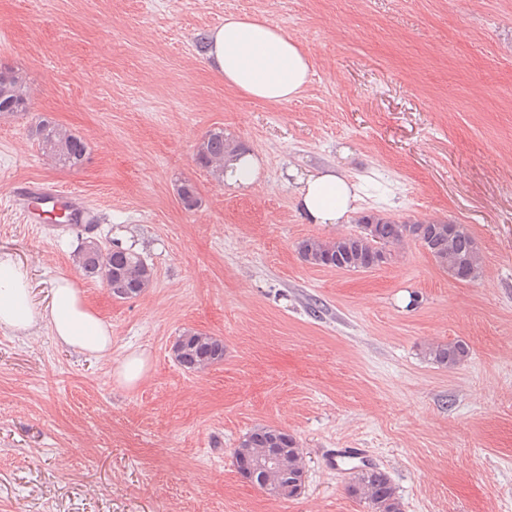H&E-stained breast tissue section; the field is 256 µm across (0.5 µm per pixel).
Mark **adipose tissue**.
<instances>
[{"instance_id": "ef3b65f1", "label": "adipose tissue", "mask_w": 512, "mask_h": 512, "mask_svg": "<svg viewBox=\"0 0 512 512\" xmlns=\"http://www.w3.org/2000/svg\"><path fill=\"white\" fill-rule=\"evenodd\" d=\"M208 56L226 84L251 98L286 102L310 80V59L301 44L279 27L249 16L229 15L208 38ZM297 203L313 224H344L359 208L360 186L345 169L328 167L299 176ZM45 325L56 342L90 356L112 351V330L85 304L76 283L53 282L50 300L37 305L28 274L0 256V329L28 330Z\"/></svg>"}]
</instances>
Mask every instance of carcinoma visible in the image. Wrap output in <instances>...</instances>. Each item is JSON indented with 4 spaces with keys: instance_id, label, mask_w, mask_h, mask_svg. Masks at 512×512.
I'll list each match as a JSON object with an SVG mask.
<instances>
[{
    "instance_id": "carcinoma-1",
    "label": "carcinoma",
    "mask_w": 512,
    "mask_h": 512,
    "mask_svg": "<svg viewBox=\"0 0 512 512\" xmlns=\"http://www.w3.org/2000/svg\"><path fill=\"white\" fill-rule=\"evenodd\" d=\"M26 78L13 69H0V116H12L29 109ZM41 154L63 168H79L88 156L86 141L47 119L34 129ZM248 152L247 147L224 135V130L207 131L196 146L195 162L224 180V163ZM183 207L198 205L197 192L188 181L181 184ZM81 241L72 252L75 269L85 278L98 281L116 299H132L153 284V268L132 247L107 246L92 235L91 225L82 226ZM407 240L425 246L450 277L460 282L476 280L483 257L476 239L464 224L447 220L425 223L398 222L379 214L358 219V232L348 236L305 238L296 250L300 260L315 267L367 271L394 261L395 248ZM174 361L190 373H202L224 361V340L193 329L184 330L171 347ZM469 355L461 342L434 344L425 351L428 360L451 369ZM238 472L255 488L274 500H289L302 494L307 476L306 459L297 438L273 426H260L245 433L233 449ZM348 491L365 500L371 512H402V504L389 475L378 467H355Z\"/></svg>"
}]
</instances>
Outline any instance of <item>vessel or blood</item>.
Here are the masks:
<instances>
[{"label":"vessel or blood","mask_w":512,"mask_h":512,"mask_svg":"<svg viewBox=\"0 0 512 512\" xmlns=\"http://www.w3.org/2000/svg\"><path fill=\"white\" fill-rule=\"evenodd\" d=\"M16 205L22 214L45 217L47 210H61L84 224L88 221L89 208L84 197L45 182L26 181L14 191Z\"/></svg>","instance_id":"1"}]
</instances>
